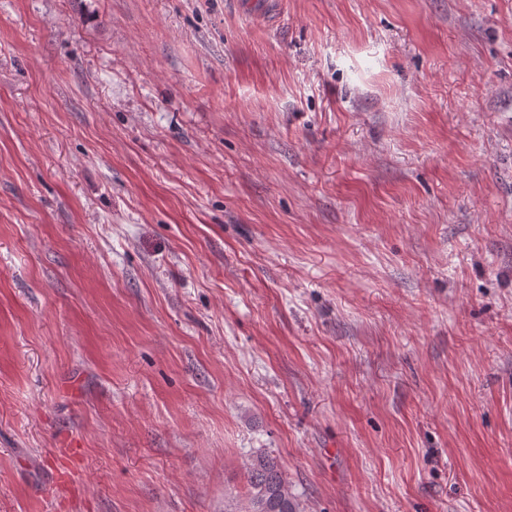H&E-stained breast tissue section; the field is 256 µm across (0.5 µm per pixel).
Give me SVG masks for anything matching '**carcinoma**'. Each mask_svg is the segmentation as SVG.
Here are the masks:
<instances>
[{"mask_svg": "<svg viewBox=\"0 0 512 512\" xmlns=\"http://www.w3.org/2000/svg\"><path fill=\"white\" fill-rule=\"evenodd\" d=\"M248 512H300L297 499L288 492L282 466L269 454L259 453L246 467Z\"/></svg>", "mask_w": 512, "mask_h": 512, "instance_id": "1", "label": "carcinoma"}]
</instances>
